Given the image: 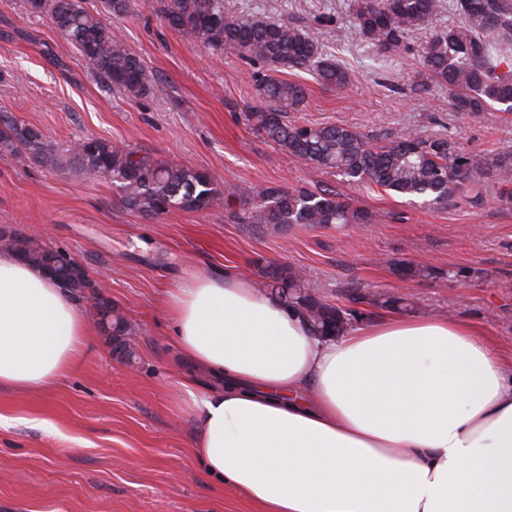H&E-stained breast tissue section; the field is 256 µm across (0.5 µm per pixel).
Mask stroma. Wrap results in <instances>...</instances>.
I'll list each match as a JSON object with an SVG mask.
<instances>
[{
	"label": "stroma",
	"mask_w": 512,
	"mask_h": 512,
	"mask_svg": "<svg viewBox=\"0 0 512 512\" xmlns=\"http://www.w3.org/2000/svg\"><path fill=\"white\" fill-rule=\"evenodd\" d=\"M350 0H224L230 14L311 26L345 21ZM161 80L163 96L137 102L103 87L81 54L24 0H0V112L37 127L60 146L89 136L208 172L221 196L201 212L155 221L125 209L112 186L71 178L0 154V230L21 232L71 255L91 286L77 297L90 338L82 360L46 390L0 388V512H257L201 472L186 380L209 374L177 349L165 297L194 273H230L262 287V266L305 272L313 291L345 309L356 284L369 315L439 314L479 325L512 354V202L457 195L445 205L397 198L367 183L299 162L238 115L253 95L257 64L214 58L162 27L147 6L112 18ZM328 52L356 77L339 91L295 74L307 98L292 120L357 128L383 141L401 131L444 135L466 151L512 153V115L459 121L446 92L410 89L415 56L382 57L365 41L322 29ZM332 188L367 209L370 224H297L258 237L228 221L223 198L238 187ZM434 276L403 280L400 262ZM107 294L131 329L132 357L113 352L94 302ZM399 298L396 306L388 298Z\"/></svg>",
	"instance_id": "stroma-1"
}]
</instances>
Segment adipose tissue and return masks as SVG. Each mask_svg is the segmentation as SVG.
Returning <instances> with one entry per match:
<instances>
[{"mask_svg":"<svg viewBox=\"0 0 512 512\" xmlns=\"http://www.w3.org/2000/svg\"><path fill=\"white\" fill-rule=\"evenodd\" d=\"M166 306L214 381L189 404L198 464L259 512H512V357L474 324L381 316L319 337L217 271ZM87 334L68 290L0 251V387H51Z\"/></svg>","mask_w":512,"mask_h":512,"instance_id":"1","label":"adipose tissue"}]
</instances>
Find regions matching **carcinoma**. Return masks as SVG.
Instances as JSON below:
<instances>
[{
  "mask_svg": "<svg viewBox=\"0 0 512 512\" xmlns=\"http://www.w3.org/2000/svg\"><path fill=\"white\" fill-rule=\"evenodd\" d=\"M169 29L192 38L216 57L226 52L268 72L255 81V101L246 104L244 124L301 162L334 170L347 181L370 182L406 199L444 204L465 189L480 199L494 186L499 200L512 201V154L467 153L446 137H411L398 131L387 141L372 142L362 132L332 124L297 125L289 114L305 100L302 84L284 78L308 72L327 89H349L352 73L336 62L320 39L319 28L250 14H224V0H142ZM136 0H101L94 13L84 0H25L27 11L46 16L60 34L88 61L107 89L135 101L159 97L164 85L149 72L124 38L104 21L127 15ZM458 21L435 29L420 47L408 40L412 31L428 27L439 0H352L349 21L336 25L340 37L359 38L387 57L418 55L424 73L413 89L427 93L448 90V108L457 119L474 118L490 109L512 112V0H451ZM0 149L73 178L98 180L118 192L127 210L157 219L177 209H209L218 196L213 178L192 167L141 155L107 140L81 138L61 149L36 128L7 112L0 113ZM227 218L256 234L286 233L294 224L328 227L370 224L376 215L344 201L331 189L288 190L237 188L225 198ZM0 244L20 259L44 268L57 261V278L71 292L90 287L78 263L62 250H50L20 233H0ZM266 287L278 290L283 302L306 313L314 333L334 336L339 308L322 302L303 273L283 265L263 270Z\"/></svg>",
  "mask_w": 512,
  "mask_h": 512,
  "instance_id": "cac0c4a2",
  "label": "carcinoma"
}]
</instances>
